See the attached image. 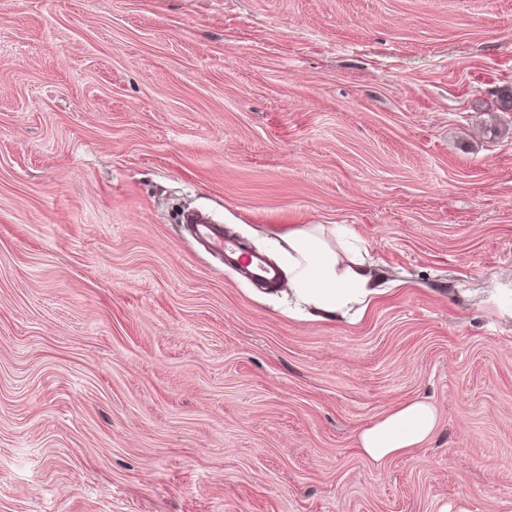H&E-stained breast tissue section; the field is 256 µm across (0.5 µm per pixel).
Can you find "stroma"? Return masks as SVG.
Instances as JSON below:
<instances>
[{
  "instance_id": "obj_1",
  "label": "stroma",
  "mask_w": 512,
  "mask_h": 512,
  "mask_svg": "<svg viewBox=\"0 0 512 512\" xmlns=\"http://www.w3.org/2000/svg\"><path fill=\"white\" fill-rule=\"evenodd\" d=\"M510 90L512 0H0V512H512ZM186 209L378 292L291 314ZM327 234L336 236V228L326 230L322 224H307L285 237L287 290L295 311L336 316L371 293L366 288L367 261L361 248L351 244L352 256L343 265ZM435 407L421 399H409L385 418L362 430L358 435L361 452L374 462L403 456L435 430Z\"/></svg>"
}]
</instances>
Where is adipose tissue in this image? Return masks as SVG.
I'll use <instances>...</instances> for the list:
<instances>
[{"mask_svg": "<svg viewBox=\"0 0 512 512\" xmlns=\"http://www.w3.org/2000/svg\"><path fill=\"white\" fill-rule=\"evenodd\" d=\"M285 244L288 293L295 311L333 315L367 296V261L359 247H352L351 258L341 262L328 242L326 228L320 224L292 230ZM436 425L435 407L421 399H410L362 430L358 446L367 458L383 462L419 445L434 432Z\"/></svg>", "mask_w": 512, "mask_h": 512, "instance_id": "ef3b65f1", "label": "adipose tissue"}]
</instances>
